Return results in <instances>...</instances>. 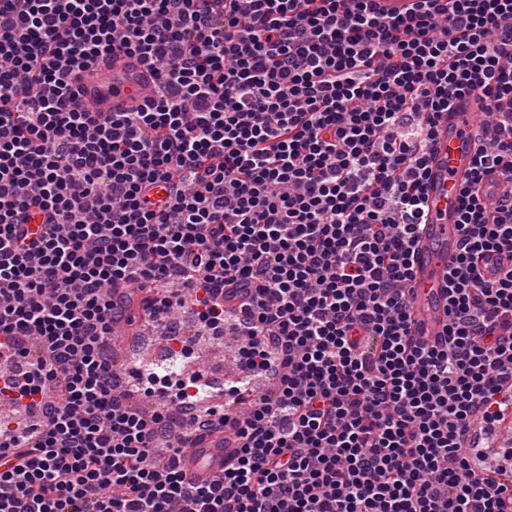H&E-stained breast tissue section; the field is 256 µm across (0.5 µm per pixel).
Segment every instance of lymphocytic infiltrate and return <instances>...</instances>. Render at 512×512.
<instances>
[{
  "mask_svg": "<svg viewBox=\"0 0 512 512\" xmlns=\"http://www.w3.org/2000/svg\"><path fill=\"white\" fill-rule=\"evenodd\" d=\"M116 52L156 80L88 112ZM482 91L440 340L409 333L435 118ZM512 0H0V512H512ZM39 211V232L28 229ZM240 341L195 373L115 370L128 291ZM156 400L153 409L134 394ZM234 428L186 480L187 435ZM74 81L79 101L92 112H134L154 96L152 77L134 56L97 59ZM229 431L206 433L203 439H191L184 451L183 467L190 479L205 480L224 472L233 461L236 448Z\"/></svg>",
  "mask_w": 512,
  "mask_h": 512,
  "instance_id": "lymphocytic-infiltrate-1",
  "label": "lymphocytic infiltrate"
}]
</instances>
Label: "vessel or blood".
<instances>
[{
    "mask_svg": "<svg viewBox=\"0 0 512 512\" xmlns=\"http://www.w3.org/2000/svg\"><path fill=\"white\" fill-rule=\"evenodd\" d=\"M81 104L93 112H132L154 95L152 77L136 57L96 60L74 78ZM483 117L478 93L456 100L436 122L425 197L426 224L413 266L407 300L413 335L437 337L448 320L444 281L460 251L459 190L468 181L482 139ZM236 442L228 431L191 440L184 451L188 478L219 475L233 461Z\"/></svg>",
    "mask_w": 512,
    "mask_h": 512,
    "instance_id": "b4317fda",
    "label": "vessel or blood"
}]
</instances>
